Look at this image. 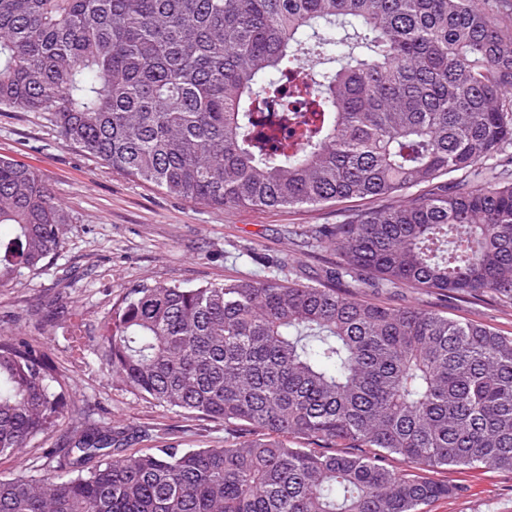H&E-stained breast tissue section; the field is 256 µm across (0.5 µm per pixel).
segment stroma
Masks as SVG:
<instances>
[{"label":"stroma","instance_id":"35a3bbf8","mask_svg":"<svg viewBox=\"0 0 512 512\" xmlns=\"http://www.w3.org/2000/svg\"><path fill=\"white\" fill-rule=\"evenodd\" d=\"M0 156L36 167L70 208L58 255L46 269L0 284V340L23 338L40 348L64 382L68 415L14 456L0 457V477L39 478L75 426L111 423L129 452L156 446L215 448L235 434L222 420L179 413L150 403L102 369L92 352H71L64 317L98 324L128 288L142 282L186 287L278 276L308 283L340 258L329 239L336 225L374 199L318 206L219 210L169 196L122 175L63 141L37 112H0ZM389 307H423L512 335V300L487 293L446 297L416 288L367 291ZM434 477L455 495L427 512H512V471L446 467Z\"/></svg>","mask_w":512,"mask_h":512}]
</instances>
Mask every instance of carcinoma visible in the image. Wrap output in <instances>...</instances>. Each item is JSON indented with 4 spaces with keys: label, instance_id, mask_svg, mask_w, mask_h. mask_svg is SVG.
<instances>
[{
    "label": "carcinoma",
    "instance_id": "cac0c4a2",
    "mask_svg": "<svg viewBox=\"0 0 512 512\" xmlns=\"http://www.w3.org/2000/svg\"><path fill=\"white\" fill-rule=\"evenodd\" d=\"M496 2L0 0V109L42 113L134 181L224 210L399 198L336 225L322 281L143 282L112 307L105 369L251 437L117 454L112 427H85L42 480L0 479V512H426L455 494L437 468L512 471V336L360 296L512 299ZM344 23L355 50L295 89L312 112L289 111L281 74L335 51ZM73 222L34 167L0 157V283L46 267ZM66 335L86 351L84 323ZM51 382L33 344L0 342V456L65 418Z\"/></svg>",
    "mask_w": 512,
    "mask_h": 512
}]
</instances>
